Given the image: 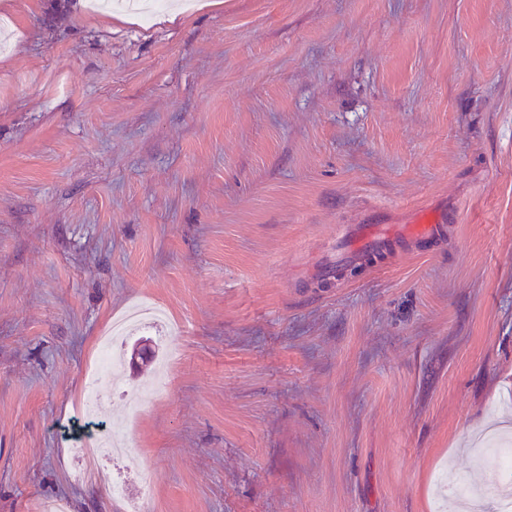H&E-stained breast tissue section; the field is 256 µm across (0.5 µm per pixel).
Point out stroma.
<instances>
[{
  "label": "stroma",
  "instance_id": "35a3bbf8",
  "mask_svg": "<svg viewBox=\"0 0 512 512\" xmlns=\"http://www.w3.org/2000/svg\"><path fill=\"white\" fill-rule=\"evenodd\" d=\"M76 2L0 0V512H495L512 0ZM443 230V224H412L407 226V230L401 233H388V238L408 241L421 238H431L438 235Z\"/></svg>",
  "mask_w": 512,
  "mask_h": 512
}]
</instances>
